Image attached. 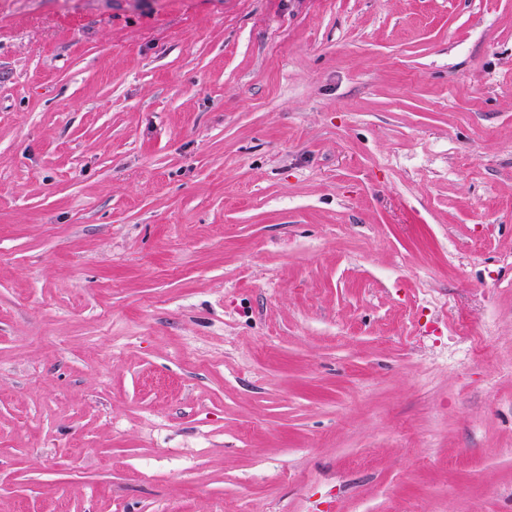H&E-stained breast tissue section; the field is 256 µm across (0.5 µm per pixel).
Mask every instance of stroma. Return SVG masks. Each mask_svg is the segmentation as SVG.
Wrapping results in <instances>:
<instances>
[{
	"label": "stroma",
	"mask_w": 512,
	"mask_h": 512,
	"mask_svg": "<svg viewBox=\"0 0 512 512\" xmlns=\"http://www.w3.org/2000/svg\"><path fill=\"white\" fill-rule=\"evenodd\" d=\"M0 512H512V0H0Z\"/></svg>",
	"instance_id": "35a3bbf8"
}]
</instances>
